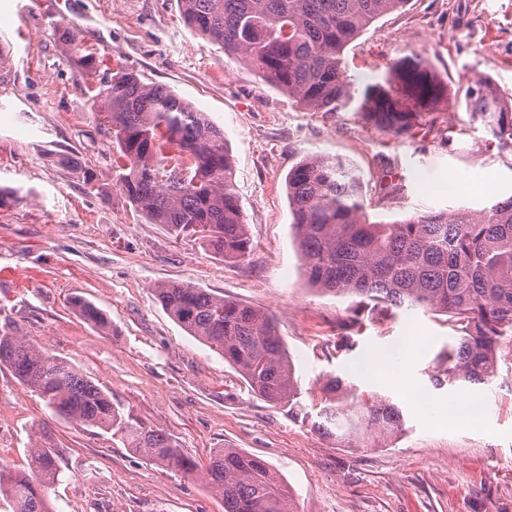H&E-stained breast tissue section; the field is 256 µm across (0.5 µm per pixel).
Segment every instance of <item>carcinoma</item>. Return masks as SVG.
<instances>
[{"label":"carcinoma","mask_w":512,"mask_h":512,"mask_svg":"<svg viewBox=\"0 0 512 512\" xmlns=\"http://www.w3.org/2000/svg\"><path fill=\"white\" fill-rule=\"evenodd\" d=\"M408 0H181L187 25L245 62L259 77L313 112H346L392 136L410 132L448 94L432 64L395 60L382 80L359 89L344 69V51L378 18ZM77 68L94 81L99 105L119 148L117 182L153 224L176 232L207 226L212 252L244 261L252 252L224 131L173 91L121 66L100 71L72 34L62 33ZM497 147H512V105L478 78L464 95ZM293 228L310 289L356 297L348 326L384 321L401 309L448 316L453 342L436 357L435 387L490 384L501 340L512 337V196L482 210L450 208L393 224L368 221L360 177L351 164L303 159L286 178ZM159 303L190 335L216 351L264 400L296 395L294 369L272 316L189 283L157 285ZM84 320L105 329L92 303L73 301ZM0 364L37 393L54 415L112 433L147 461L205 478L224 512H288V489L269 465L238 448H219L199 464L168 433L125 414L111 395L67 360L0 334ZM318 430L352 442L385 441L402 430L403 414L378 392H358L339 377L320 388ZM59 472L58 454L36 442L24 471L0 470V494L13 512H53L45 488Z\"/></svg>","instance_id":"carcinoma-1"}]
</instances>
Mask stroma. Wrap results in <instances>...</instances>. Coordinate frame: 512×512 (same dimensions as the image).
<instances>
[{
	"label": "stroma",
	"instance_id": "1",
	"mask_svg": "<svg viewBox=\"0 0 512 512\" xmlns=\"http://www.w3.org/2000/svg\"><path fill=\"white\" fill-rule=\"evenodd\" d=\"M65 27L83 53L172 90L223 130L253 245L246 261H224L135 212L116 183L112 129L59 38ZM413 52L447 82L449 100L423 116L429 132L393 137L351 111H309L266 84L189 28L179 0H0V332L66 359L189 456L239 448L263 459L288 485L290 512H512V344L500 346L491 384L435 388V358L452 336L445 316L402 311L351 332L350 300L306 285L292 229L286 177L312 155L356 166L376 223L512 196V150L489 144L483 124L452 105L481 77L512 102V0H409L347 47V73L376 82ZM167 281L270 314L293 363V401L261 399L183 330L154 293ZM76 298L111 327L84 321ZM414 333L425 341L405 364V383L373 381L365 365ZM347 335L353 350L335 352ZM336 375L390 396L403 430L364 448L313 430L319 388ZM409 383L442 406L477 398L483 425L417 407ZM37 439L59 451L48 489L55 512H224L200 477L58 418L0 365L7 468L23 467Z\"/></svg>",
	"mask_w": 512,
	"mask_h": 512
}]
</instances>
